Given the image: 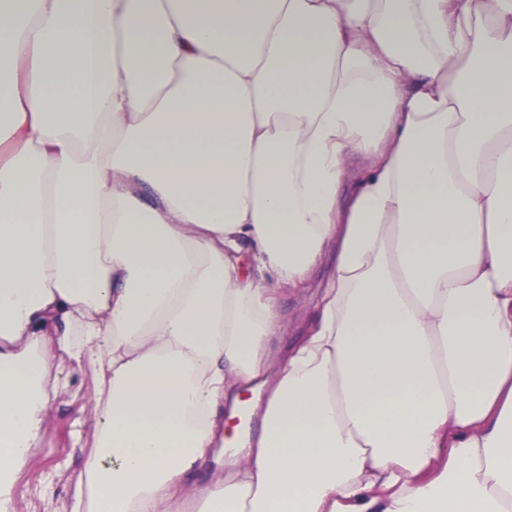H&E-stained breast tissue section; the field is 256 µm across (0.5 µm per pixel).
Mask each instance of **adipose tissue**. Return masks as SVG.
<instances>
[{
	"instance_id": "ef3b65f1",
	"label": "adipose tissue",
	"mask_w": 512,
	"mask_h": 512,
	"mask_svg": "<svg viewBox=\"0 0 512 512\" xmlns=\"http://www.w3.org/2000/svg\"><path fill=\"white\" fill-rule=\"evenodd\" d=\"M59 355L72 512H512V0H0V512ZM324 273L316 275L309 288L287 292L281 303L282 331L273 336L271 348L274 353L282 352L302 333L314 307Z\"/></svg>"
}]
</instances>
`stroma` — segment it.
I'll return each mask as SVG.
<instances>
[{"instance_id":"1","label":"stroma","mask_w":512,"mask_h":512,"mask_svg":"<svg viewBox=\"0 0 512 512\" xmlns=\"http://www.w3.org/2000/svg\"><path fill=\"white\" fill-rule=\"evenodd\" d=\"M320 285L316 279L310 287L283 296L282 331L271 340L273 352L283 351L301 335ZM59 364L67 383L49 408L43 436L13 486V512H71L72 488L95 437L90 401L95 374L66 357Z\"/></svg>"}]
</instances>
